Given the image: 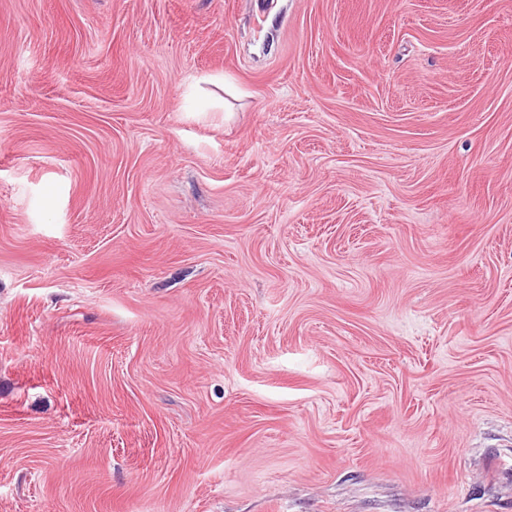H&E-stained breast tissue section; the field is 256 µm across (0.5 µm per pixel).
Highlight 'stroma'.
<instances>
[{
	"label": "stroma",
	"instance_id": "35a3bbf8",
	"mask_svg": "<svg viewBox=\"0 0 512 512\" xmlns=\"http://www.w3.org/2000/svg\"><path fill=\"white\" fill-rule=\"evenodd\" d=\"M0 512H512V0H0Z\"/></svg>",
	"mask_w": 512,
	"mask_h": 512
}]
</instances>
